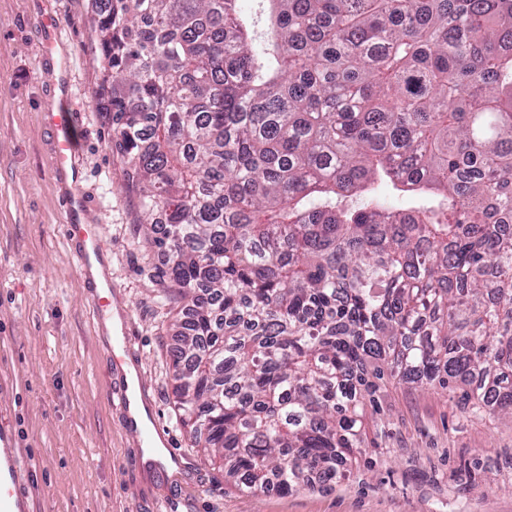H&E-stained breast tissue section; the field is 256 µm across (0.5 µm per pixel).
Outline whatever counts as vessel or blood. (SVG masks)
I'll return each instance as SVG.
<instances>
[{"label": "vessel or blood", "mask_w": 512, "mask_h": 512, "mask_svg": "<svg viewBox=\"0 0 512 512\" xmlns=\"http://www.w3.org/2000/svg\"><path fill=\"white\" fill-rule=\"evenodd\" d=\"M62 99L49 105L44 113L46 123L55 137L54 165L59 173L77 171L79 146L75 131L79 123L77 112L71 108L68 98L69 83H62ZM62 205L66 213L63 234L74 250V256L82 271H89L93 257L106 251L102 227L86 223V200L81 193L64 194ZM134 350L128 322H121L112 340V358L116 367H124L133 358ZM110 399L122 413L124 425L134 441L133 461L138 468L164 471L170 466L181 465L182 458L174 450L156 452L155 435L158 427L154 421L142 420L140 409L149 405L151 396L144 385H130L125 376H118L112 387ZM11 436L0 439V512H24L27 495L22 483L24 464L21 456L10 443Z\"/></svg>", "instance_id": "1"}]
</instances>
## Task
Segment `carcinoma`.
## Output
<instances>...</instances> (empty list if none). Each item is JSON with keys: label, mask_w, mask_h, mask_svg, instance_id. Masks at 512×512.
I'll use <instances>...</instances> for the list:
<instances>
[{"label": "carcinoma", "mask_w": 512, "mask_h": 512, "mask_svg": "<svg viewBox=\"0 0 512 512\" xmlns=\"http://www.w3.org/2000/svg\"><path fill=\"white\" fill-rule=\"evenodd\" d=\"M96 15L114 146L142 223L166 213L174 404L208 460L251 491L336 480L368 363L512 419V0ZM386 181L414 202L383 206Z\"/></svg>", "instance_id": "carcinoma-1"}]
</instances>
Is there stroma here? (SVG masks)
Returning a JSON list of instances; mask_svg holds the SVG:
<instances>
[{
  "instance_id": "stroma-1",
  "label": "stroma",
  "mask_w": 512,
  "mask_h": 512,
  "mask_svg": "<svg viewBox=\"0 0 512 512\" xmlns=\"http://www.w3.org/2000/svg\"><path fill=\"white\" fill-rule=\"evenodd\" d=\"M49 12L63 18L51 56L37 25ZM94 19L92 0H0V430L16 436L29 512H167L169 502L177 512H512V421L474 412L454 384L378 380L361 447L323 488L252 493L205 459L174 410L167 350L178 308L162 297V258L144 243L137 194L96 95ZM64 56L87 216L111 248L109 275L129 307L157 421L189 463L165 482L130 461L133 440L106 399L109 350L60 232L43 112L57 98L52 72Z\"/></svg>"
}]
</instances>
